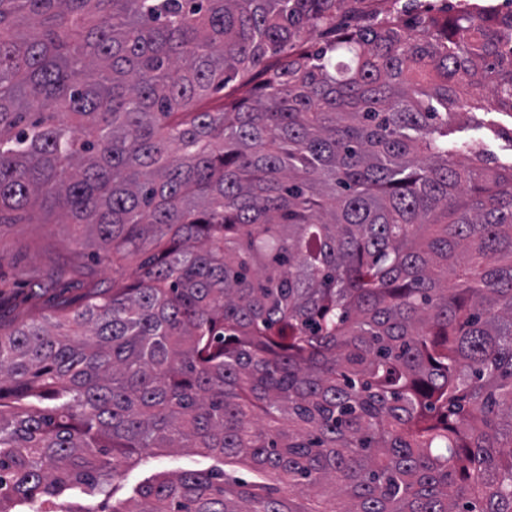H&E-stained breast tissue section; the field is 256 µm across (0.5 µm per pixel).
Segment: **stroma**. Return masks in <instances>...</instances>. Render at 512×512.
I'll return each mask as SVG.
<instances>
[{
    "mask_svg": "<svg viewBox=\"0 0 512 512\" xmlns=\"http://www.w3.org/2000/svg\"><path fill=\"white\" fill-rule=\"evenodd\" d=\"M84 231L69 224H14L0 229V325L51 316L63 301L80 304L90 281L108 283L112 271L98 268L94 279L82 270L92 265ZM195 454L158 451L125 471L133 485L154 472L202 466Z\"/></svg>",
    "mask_w": 512,
    "mask_h": 512,
    "instance_id": "1",
    "label": "stroma"
}]
</instances>
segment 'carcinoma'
<instances>
[{
  "label": "carcinoma",
  "mask_w": 512,
  "mask_h": 512,
  "mask_svg": "<svg viewBox=\"0 0 512 512\" xmlns=\"http://www.w3.org/2000/svg\"><path fill=\"white\" fill-rule=\"evenodd\" d=\"M363 2L0 0V228L112 263L0 330V512H512V25ZM462 127L460 132L455 133L457 140L481 142L486 150L494 154L502 163H510L512 147L509 142L502 139L485 128H474L470 125L458 124ZM157 454L143 458V461L133 467H126V485H134L154 472L176 471L188 468H199L206 460L194 453H173L169 450L156 451Z\"/></svg>",
  "instance_id": "1"
}]
</instances>
